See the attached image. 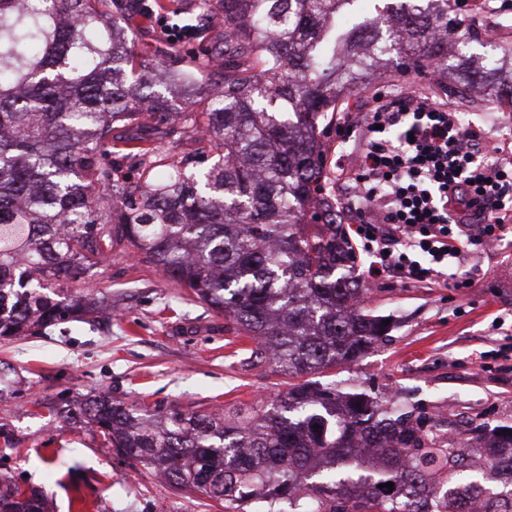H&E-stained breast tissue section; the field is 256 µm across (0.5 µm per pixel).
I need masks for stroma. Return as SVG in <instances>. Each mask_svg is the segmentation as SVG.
Segmentation results:
<instances>
[{
    "instance_id": "35a3bbf8",
    "label": "stroma",
    "mask_w": 512,
    "mask_h": 512,
    "mask_svg": "<svg viewBox=\"0 0 512 512\" xmlns=\"http://www.w3.org/2000/svg\"><path fill=\"white\" fill-rule=\"evenodd\" d=\"M120 24L140 60L169 43L163 28L194 30L182 55L221 51L224 29L200 0H169L144 11L125 0ZM464 23L512 48V0H460L449 9ZM387 98L427 93L451 104L501 143L512 142V101L448 94L430 78L389 71L349 101L361 111L375 92ZM472 287L446 288L387 277L370 288L369 304L393 327L355 364L320 374V382L348 381L371 394L416 405L450 422L512 426V240L486 246ZM112 299L106 322H72L0 340V361L12 369V399L0 402V424L19 440L20 452L0 442V476L20 489L39 488L53 512H222L217 503L184 495L132 459L118 455L98 433L50 414L52 405L91 391L164 412L178 406L210 412L231 406L266 407L288 378L268 360L252 357L255 343L233 321L174 287L155 266L113 250L106 265L90 269L73 293L86 287Z\"/></svg>"
}]
</instances>
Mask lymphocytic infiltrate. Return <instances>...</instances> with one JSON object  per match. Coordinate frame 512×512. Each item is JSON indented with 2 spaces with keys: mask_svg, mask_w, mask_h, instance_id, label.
I'll list each match as a JSON object with an SVG mask.
<instances>
[{
  "mask_svg": "<svg viewBox=\"0 0 512 512\" xmlns=\"http://www.w3.org/2000/svg\"><path fill=\"white\" fill-rule=\"evenodd\" d=\"M336 133L363 140L354 167L336 178L357 193L343 209L355 244L373 257L367 279L445 277L471 287V278L456 274L463 253H478L512 228V161L486 160L485 129L461 126L456 112L429 97L387 101L378 92Z\"/></svg>",
  "mask_w": 512,
  "mask_h": 512,
  "instance_id": "lymphocytic-infiltrate-1",
  "label": "lymphocytic infiltrate"
}]
</instances>
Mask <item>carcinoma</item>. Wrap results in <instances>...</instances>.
<instances>
[{
	"mask_svg": "<svg viewBox=\"0 0 512 512\" xmlns=\"http://www.w3.org/2000/svg\"><path fill=\"white\" fill-rule=\"evenodd\" d=\"M203 0L229 59L158 51L136 67L117 0H0V339L101 309L64 288L112 248L155 265L231 318L294 382L258 410L151 413L90 395L53 415L99 431L119 454L225 512H512V427L443 439L423 412L342 382L299 378L355 363L384 336L325 192L321 136L367 78L400 64L512 99L495 59L448 62L479 42L448 22V0ZM127 143L135 182L105 146ZM194 134L206 170L164 140ZM394 483L393 488L385 483ZM0 512H50L42 491L0 479Z\"/></svg>",
	"mask_w": 512,
	"mask_h": 512,
	"instance_id": "cac0c4a2",
	"label": "carcinoma"
}]
</instances>
